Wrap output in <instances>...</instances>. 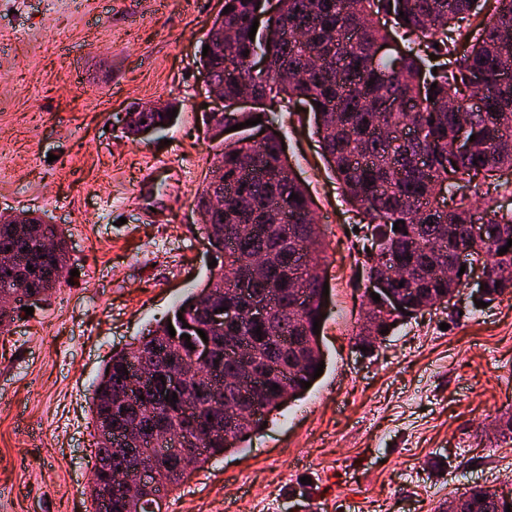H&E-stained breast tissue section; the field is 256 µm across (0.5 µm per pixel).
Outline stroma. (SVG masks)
<instances>
[{"mask_svg":"<svg viewBox=\"0 0 512 512\" xmlns=\"http://www.w3.org/2000/svg\"><path fill=\"white\" fill-rule=\"evenodd\" d=\"M224 0H0V214L47 212L75 275L0 334V512H85L90 406L112 353L210 277L195 200L216 143L199 50ZM176 101L170 126L128 139L120 115ZM313 200L329 286L325 368L243 447L212 458L166 512H448L474 486L512 495V294L400 322L356 348L361 216L324 161L311 115L282 118ZM161 223L134 190L151 155ZM309 484H302V477Z\"/></svg>","mask_w":512,"mask_h":512,"instance_id":"stroma-1","label":"stroma"}]
</instances>
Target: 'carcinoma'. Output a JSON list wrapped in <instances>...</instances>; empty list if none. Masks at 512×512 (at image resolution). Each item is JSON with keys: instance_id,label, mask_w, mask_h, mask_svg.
<instances>
[{"instance_id": "obj_1", "label": "carcinoma", "mask_w": 512, "mask_h": 512, "mask_svg": "<svg viewBox=\"0 0 512 512\" xmlns=\"http://www.w3.org/2000/svg\"><path fill=\"white\" fill-rule=\"evenodd\" d=\"M262 2L224 0L230 9L213 21L204 41L208 53L199 59L214 81L224 84L225 98L257 96L268 103L261 114L229 111L239 124L262 119L242 128L235 144L213 136L219 150L210 167L224 168V215L211 210L205 191L196 204L202 221L222 225L212 242L221 264L211 277L223 289L221 300L229 308L224 328L210 331L219 366L214 372L205 371L207 378L191 389L205 419H221L224 409L237 407L243 400L239 384L228 379L232 364L226 350L231 345H243L250 356L280 367L279 376L288 378L290 400L304 395V383L315 382L314 370L324 360L320 335L313 333V322L319 321L322 327L326 320L320 264L305 267L308 308L294 310L295 289L278 286L288 279L289 271H298L301 241H306L305 254L317 258L325 245L319 236L309 240L303 236L312 201L283 157L279 125L268 113H292L297 102L308 104L314 113L316 134L330 168L371 230L373 254L363 263L364 280L385 274L389 264L397 261L410 268L408 284L416 289L419 307L463 286V277L450 280L442 270L448 265L453 242L444 241L431 250L427 243L444 237L445 225L462 226L477 218L490 224L487 239L471 243L477 260L491 272L512 264V246H507L512 239V211L500 212L494 198L480 192L477 183L468 194L461 193V181L471 182L479 175L494 181L497 189L512 190V183L502 180L504 172H512V83L501 82L502 73L512 70V0H494L491 17L478 30L474 20L489 0H278L273 22L284 37L273 45L263 43L258 33L252 40L248 36ZM382 19L401 30L405 46L377 57L374 47L389 41L385 25L379 24ZM256 57L267 59L266 69L252 70ZM474 77L486 88L479 112H470L466 106ZM174 108L169 103L163 112H139L137 122L126 125L124 133L137 138L143 120L163 128L174 121L168 114ZM462 112L469 120L467 136L474 137L465 156L453 149ZM409 124L416 135L408 140L392 144L382 135L384 130ZM261 128L265 129L261 142L251 141L252 133ZM294 194L298 198H292ZM280 197L288 198V220L269 223L266 215ZM399 220L404 224L396 230L394 223ZM22 223L29 228L23 236L16 225L0 223V253L12 254L26 270L37 269L25 291L44 297L68 273L65 232L45 213L26 216ZM237 224H250L252 230L233 237L230 229ZM45 236L57 241V252L43 250ZM504 246L508 251L501 255ZM256 253L266 254L273 276L248 287V296L279 287L277 304L262 326L238 314L235 307L245 300L230 294L241 287L240 256ZM506 293H512V280H493L483 300L491 302ZM185 323L205 324L194 293L165 322L112 354L95 392L116 394L127 388L123 368L134 362L158 365L157 349L189 358L191 348L184 335L197 332L183 328ZM257 329L261 334L255 333ZM257 403L262 418L236 427L228 441L217 433L202 443L206 451L195 467L240 448L246 442L244 436L258 431L264 417L284 399L269 384ZM95 460L119 466L125 457L112 443L98 438ZM459 500L463 512H506L508 505L505 496L487 487L472 488Z\"/></svg>"}]
</instances>
